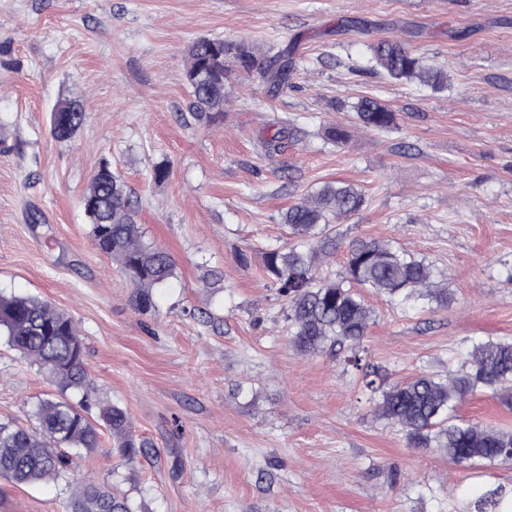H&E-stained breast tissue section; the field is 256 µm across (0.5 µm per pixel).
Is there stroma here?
I'll return each mask as SVG.
<instances>
[{
    "label": "stroma",
    "mask_w": 512,
    "mask_h": 512,
    "mask_svg": "<svg viewBox=\"0 0 512 512\" xmlns=\"http://www.w3.org/2000/svg\"><path fill=\"white\" fill-rule=\"evenodd\" d=\"M200 37L299 42L292 88L274 96L251 76L223 123L185 125ZM383 38L446 71L447 89L371 74ZM0 45V289L74 319L99 397L126 407L151 447L128 464L102 431L74 475L93 469L142 512H473L486 488L512 491L510 463L471 469L407 447L373 416L346 352H297L262 270L263 249L292 240L282 212L341 179L365 203L337 233L394 240L452 296L406 308L365 291L364 356L387 384L447 371L465 340L512 337V0H0ZM364 96L395 125L359 127ZM65 100L86 121L59 141L50 114ZM286 118L300 140L267 155L263 137ZM333 124L350 130L345 145L324 138ZM105 159L140 198L146 240L176 260L147 312L82 208ZM209 269L224 274L216 296L201 285ZM53 390L0 347V421L30 425ZM460 414L512 429V406L482 394ZM66 500L56 483L0 479V512H65Z\"/></svg>",
    "instance_id": "35a3bbf8"
}]
</instances>
